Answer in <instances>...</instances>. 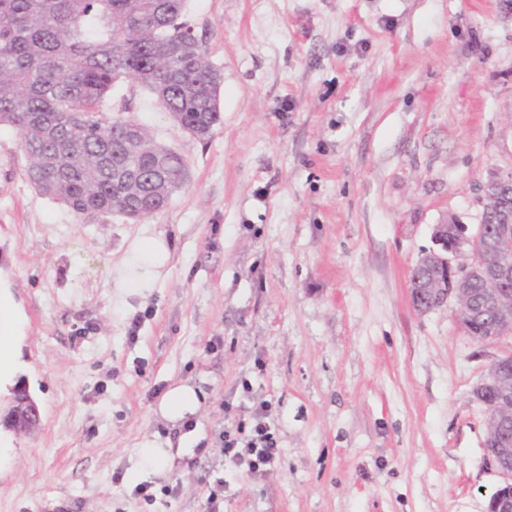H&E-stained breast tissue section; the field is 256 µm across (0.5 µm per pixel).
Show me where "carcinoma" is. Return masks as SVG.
Here are the masks:
<instances>
[{
    "instance_id": "cac0c4a2",
    "label": "carcinoma",
    "mask_w": 512,
    "mask_h": 512,
    "mask_svg": "<svg viewBox=\"0 0 512 512\" xmlns=\"http://www.w3.org/2000/svg\"><path fill=\"white\" fill-rule=\"evenodd\" d=\"M126 78L202 139L221 122L222 76L184 0H0V124L16 131L28 180L76 213L136 222L168 206L188 164L171 148L140 151L132 119L100 110ZM118 168L143 175L128 208L112 197Z\"/></svg>"
}]
</instances>
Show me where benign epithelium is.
<instances>
[{
	"label": "benign epithelium",
	"mask_w": 512,
	"mask_h": 512,
	"mask_svg": "<svg viewBox=\"0 0 512 512\" xmlns=\"http://www.w3.org/2000/svg\"><path fill=\"white\" fill-rule=\"evenodd\" d=\"M479 189L484 210L497 222L495 233L483 224L471 230L454 217L434 225L435 248L421 258L411 290L413 306L422 314L454 302L465 333L486 342L512 337V290L506 288L512 280V172L488 174ZM474 283L479 284L483 305L490 312V319L477 330L470 322ZM474 396L487 413L485 461L500 478L487 512H512V443L503 437L512 426V350L491 363ZM4 418L9 430L26 434L40 424L41 413L31 398L15 395Z\"/></svg>",
	"instance_id": "1"
}]
</instances>
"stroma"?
Masks as SVG:
<instances>
[{
  "label": "stroma",
  "instance_id": "35a3bbf8",
  "mask_svg": "<svg viewBox=\"0 0 512 512\" xmlns=\"http://www.w3.org/2000/svg\"><path fill=\"white\" fill-rule=\"evenodd\" d=\"M185 15L223 77L213 134L125 80L103 104L186 159L164 210L73 212L0 126V300L22 335L0 387L25 379L41 411L0 429V512H207L219 483L223 512H486L474 388L512 340H473L451 304L416 312L409 278L434 225L479 223V183L512 171V0ZM184 384L198 409L167 422ZM264 401L280 459L231 471L224 408ZM149 443L172 463L138 467Z\"/></svg>",
  "mask_w": 512,
  "mask_h": 512
}]
</instances>
